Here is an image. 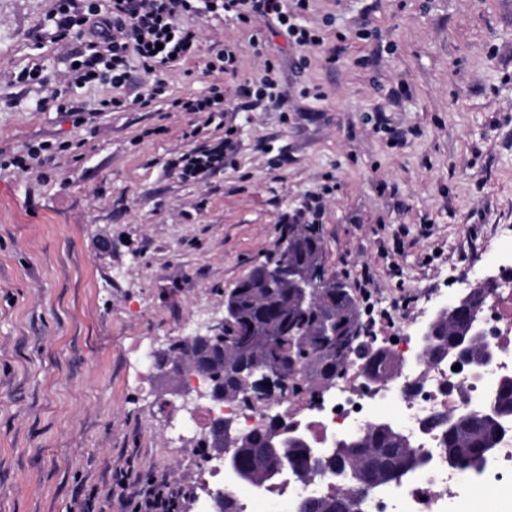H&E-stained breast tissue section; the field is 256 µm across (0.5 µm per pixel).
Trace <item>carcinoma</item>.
<instances>
[{
	"instance_id": "1",
	"label": "carcinoma",
	"mask_w": 512,
	"mask_h": 512,
	"mask_svg": "<svg viewBox=\"0 0 512 512\" xmlns=\"http://www.w3.org/2000/svg\"><path fill=\"white\" fill-rule=\"evenodd\" d=\"M322 252L319 228L314 224H296L289 229L288 242L274 263L284 261L291 267L309 271L313 277ZM268 265V261L255 265L236 285L237 313L234 321L224 326V341L199 352L182 342L173 346L185 352L189 366L199 356L214 359L215 371L223 374L224 394L232 401L253 391L252 384L229 373V367L241 360L257 367L267 364L270 357L282 354L288 359L283 371L290 372L301 365L306 372L304 387L292 389V394L313 398L344 365L350 346L346 331L360 307L354 294L332 285L319 288L314 305L300 310L292 285L263 279ZM285 322L301 331L303 342L292 344L288 337L280 335ZM490 405L486 411L469 410L451 415L445 432L448 466L478 474L489 463L500 434L512 423V378L501 381ZM277 431V417L272 415L262 430L247 433L231 443L242 468L241 483L248 485L276 468L307 472L314 465L307 437L302 442L289 443L288 450L278 456L267 454L264 445ZM338 463L347 477L333 486L330 493L319 496L318 512H352L353 488L365 481L387 485L394 482V476L408 475L420 468L416 447L405 435L395 427L379 424L369 426L341 446L339 455H328L321 466L332 474ZM221 493L224 501L220 512H245L235 489L224 488Z\"/></svg>"
}]
</instances>
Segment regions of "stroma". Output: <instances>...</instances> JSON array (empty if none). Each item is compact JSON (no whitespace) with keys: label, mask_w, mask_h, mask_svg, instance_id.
Masks as SVG:
<instances>
[{"label":"stroma","mask_w":512,"mask_h":512,"mask_svg":"<svg viewBox=\"0 0 512 512\" xmlns=\"http://www.w3.org/2000/svg\"><path fill=\"white\" fill-rule=\"evenodd\" d=\"M53 5L0 0V152L55 147L44 174L0 170V512H125L109 489L128 463L181 486V512H208L209 424L179 434L193 411L143 348L222 316L293 222H317L327 269L365 303L414 313L466 266L493 274L494 227L512 225V0H315L320 48L261 19L183 17L197 49L165 68L169 97L224 88L198 133L193 113L137 105L153 80L137 67L125 111L93 115L110 89L66 88L73 42L41 39ZM229 44L236 75L208 72ZM268 59L284 104L250 107L238 87ZM31 67L40 82L16 83ZM229 128L223 167L175 168Z\"/></svg>","instance_id":"1"}]
</instances>
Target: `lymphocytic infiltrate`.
<instances>
[{"label":"lymphocytic infiltrate","mask_w":512,"mask_h":512,"mask_svg":"<svg viewBox=\"0 0 512 512\" xmlns=\"http://www.w3.org/2000/svg\"><path fill=\"white\" fill-rule=\"evenodd\" d=\"M309 8L310 0H56L47 36L53 42L70 38L82 43L71 57L68 84L112 87V94L101 97L93 109L100 115L126 108V99L114 91L126 84L135 62L155 77L150 90L139 96V103L148 105L164 97L167 83L158 75L161 66L195 54L196 35L181 26L183 16L206 12L217 17L230 12L242 23L264 18L295 45L319 47L323 34L302 22ZM132 482L139 489L125 500L130 512H180L181 492L175 483L127 474L119 484L124 487Z\"/></svg>","instance_id":"lymphocytic-infiltrate-1"}]
</instances>
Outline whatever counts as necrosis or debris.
<instances>
[{
    "label": "necrosis or debris",
    "instance_id": "obj_1",
    "mask_svg": "<svg viewBox=\"0 0 512 512\" xmlns=\"http://www.w3.org/2000/svg\"><path fill=\"white\" fill-rule=\"evenodd\" d=\"M481 314L498 352L497 364L477 371L472 363L454 366L444 359L412 367L417 318L387 311L390 323L399 324L389 343V365L396 373L383 385L366 384L357 362H349L348 381L328 389L320 407L307 408L303 397L280 401L290 420L299 422L312 441L330 442L339 433L360 432L381 416L396 420L400 430L429 456L425 467L409 476L401 494L370 491L365 512H448L463 498H477L496 487L512 485V427L501 436L490 466L479 477L448 468L441 434L429 429L427 419L437 413H460L487 403V392L497 378L512 374V287L496 288L482 303Z\"/></svg>",
    "mask_w": 512,
    "mask_h": 512
}]
</instances>
